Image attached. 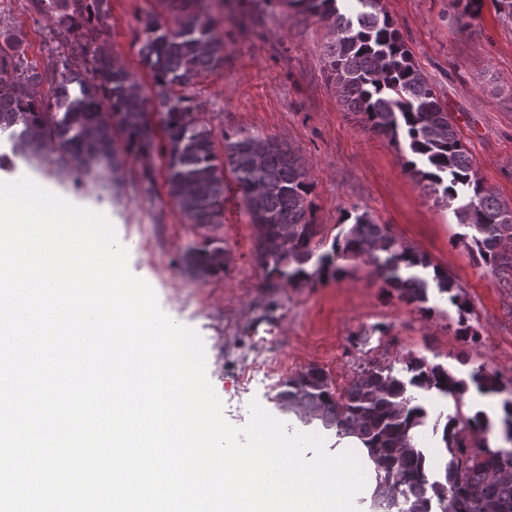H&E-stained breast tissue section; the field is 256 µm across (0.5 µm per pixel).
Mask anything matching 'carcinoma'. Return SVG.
<instances>
[{
  "instance_id": "1",
  "label": "carcinoma",
  "mask_w": 512,
  "mask_h": 512,
  "mask_svg": "<svg viewBox=\"0 0 512 512\" xmlns=\"http://www.w3.org/2000/svg\"><path fill=\"white\" fill-rule=\"evenodd\" d=\"M45 1L57 13L56 37L75 45L87 69L75 71L66 60L60 72L42 74L26 60L20 37L0 31V134L7 135L13 157L110 197L125 188L127 157L159 152L167 158L169 197L189 223L201 226L221 223L228 168L255 226V260L268 287L338 280L345 262L360 259L409 304L426 303L434 290L462 306L461 286L447 270L366 211L346 214L324 248L319 225L311 220V182L286 143L238 132L224 135L223 154L217 153L211 129L176 91L224 63V43L193 9L203 0H182L175 30L151 17L140 21L145 38L139 54L154 79L151 97L141 94L118 60L77 41L89 6L96 5L103 21L108 0H38ZM337 2L289 0L336 34L326 66L340 100L361 115L366 129L394 144L404 168L436 201L453 207L457 223L468 229L464 246L512 289V248L506 247L512 215H505L504 202L478 178L471 153L382 0H354L353 14ZM43 82L52 89L47 99L29 91ZM183 262L195 275H221L224 246L211 240L193 246ZM470 383L482 394L509 393L500 425L511 448L484 444L482 434L490 428L484 414L450 415L444 425H433V432H441L445 462L444 480L432 481L430 457L416 440L429 411L415 392L446 397ZM277 400L307 424L318 421L338 436L358 435L375 466L374 512H512V387L495 372L480 367L466 382L420 357L398 369L370 361L358 366L339 394L322 369L308 367L281 384Z\"/></svg>"
}]
</instances>
